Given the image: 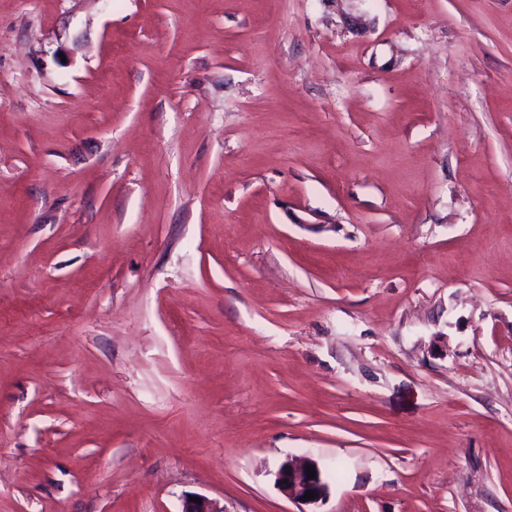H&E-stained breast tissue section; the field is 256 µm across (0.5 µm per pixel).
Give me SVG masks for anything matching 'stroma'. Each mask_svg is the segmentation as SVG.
Wrapping results in <instances>:
<instances>
[{"mask_svg":"<svg viewBox=\"0 0 512 512\" xmlns=\"http://www.w3.org/2000/svg\"><path fill=\"white\" fill-rule=\"evenodd\" d=\"M0 32V512H512V0ZM306 466L314 468L316 478H308ZM288 480V484L284 481ZM276 484L283 495L292 501L304 504H315L325 500L330 493L329 483L316 461L308 459L302 462L288 460L284 462L276 473ZM307 491L317 493L314 499L301 501Z\"/></svg>","mask_w":512,"mask_h":512,"instance_id":"stroma-1","label":"stroma"}]
</instances>
